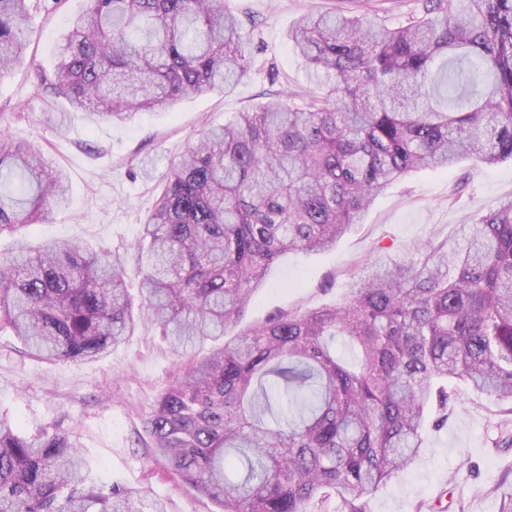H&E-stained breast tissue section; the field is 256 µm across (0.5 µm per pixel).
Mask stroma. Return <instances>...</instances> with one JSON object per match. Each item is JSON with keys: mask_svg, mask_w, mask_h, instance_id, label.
Segmentation results:
<instances>
[{"mask_svg": "<svg viewBox=\"0 0 512 512\" xmlns=\"http://www.w3.org/2000/svg\"><path fill=\"white\" fill-rule=\"evenodd\" d=\"M28 57L0 75V113L12 138L41 149L68 175V207L28 228L32 240H78L127 257L126 283L137 294L140 276L131 245L138 238L172 163L201 130L238 112L281 101L284 92L311 91L307 68L288 30L308 12L358 13L360 0H225L245 20L251 70L231 92L182 98L165 112H140L106 121L75 112L66 126H48L51 103L33 93L39 72L52 71L55 47L82 0H32ZM512 196V162L449 171L419 170L379 196L362 223L320 252L291 251L275 263L264 288L244 309L238 329L274 315L341 303L364 266L398 259L416 247L455 237L473 214ZM182 360L150 324L140 323L125 343L92 362L48 363L22 355L0 336V416L28 434L75 429L95 478L145 490L166 512H215L165 473L143 427L150 404ZM495 406L466 386L448 422L427 435L404 471L370 499V512H414L417 505L446 512H499L502 489L512 486V448L490 441Z\"/></svg>", "mask_w": 512, "mask_h": 512, "instance_id": "stroma-1", "label": "stroma"}]
</instances>
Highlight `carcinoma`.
<instances>
[{
	"label": "carcinoma",
	"instance_id": "1",
	"mask_svg": "<svg viewBox=\"0 0 512 512\" xmlns=\"http://www.w3.org/2000/svg\"><path fill=\"white\" fill-rule=\"evenodd\" d=\"M35 94L124 121L223 92L250 70L224 0H84ZM398 24L363 12L303 15L288 32L327 94L239 112L172 164L125 260L25 236L68 205L67 175L0 130V332L46 362L82 363L149 323L174 350L216 344L145 416L165 471L218 512H370L381 483L424 445L431 407L464 384L496 405L491 444L512 448V199L378 263L334 306L233 336L269 268L322 251L394 182L461 159L512 161V0H412ZM28 0H0V73L27 49ZM344 337L356 365L336 358ZM243 472H224L229 454ZM0 512H166L143 491L99 486L75 432L28 435L0 419Z\"/></svg>",
	"mask_w": 512,
	"mask_h": 512
}]
</instances>
